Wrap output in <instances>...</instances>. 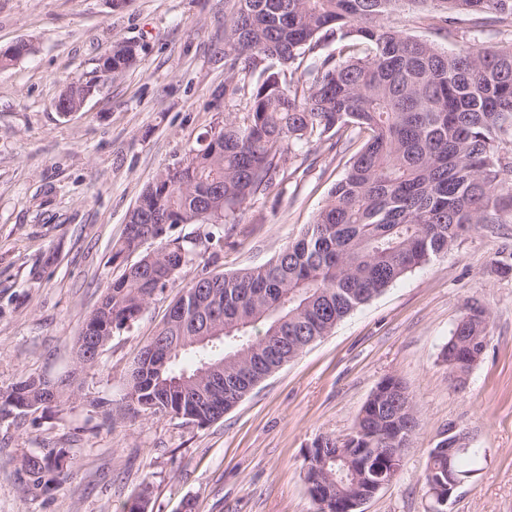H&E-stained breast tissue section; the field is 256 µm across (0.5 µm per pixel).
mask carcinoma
<instances>
[{"instance_id":"obj_1","label":"carcinoma","mask_w":512,"mask_h":512,"mask_svg":"<svg viewBox=\"0 0 512 512\" xmlns=\"http://www.w3.org/2000/svg\"><path fill=\"white\" fill-rule=\"evenodd\" d=\"M431 4L425 16L434 33L460 43L443 51L429 40L391 26L388 17ZM466 22L460 28V22ZM489 27L512 28V0H225L224 88L212 95L246 105L242 118L199 137V148L171 173L149 184L112 248L115 262L152 238L157 248L113 280L76 340L107 342L130 328L148 302L188 263V251L170 231L179 224H234L248 200L284 177L289 155L309 143L345 144L353 132L367 138L313 223L266 265L193 279L183 294L194 308L168 312L134 359L127 392L111 417L181 415L204 425L224 416L271 370L328 334L358 306L407 272L448 252L484 224L512 223V41L487 47ZM334 49L323 54L327 46ZM19 41L0 51L6 67L26 55ZM138 45L116 42L99 60L97 76L71 83L55 99L56 111L77 112L110 77L131 68ZM490 314L479 304L457 322L440 358L452 370L487 345ZM222 326L203 345L191 341ZM198 355L190 369L181 357ZM224 363V380L192 382L205 364ZM74 380L29 376L12 385L66 401ZM397 378L378 383L354 425L358 443L338 438L312 442L305 481L320 485L333 505L374 496L401 465L360 448H406L419 428L412 399ZM479 449L453 460L454 471H476ZM23 467L30 480L61 473L62 454L35 453ZM429 488L448 487V455L429 452L423 473Z\"/></svg>"}]
</instances>
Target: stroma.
<instances>
[{
  "mask_svg": "<svg viewBox=\"0 0 512 512\" xmlns=\"http://www.w3.org/2000/svg\"><path fill=\"white\" fill-rule=\"evenodd\" d=\"M31 51L0 70V389L19 379L76 374V397L0 415V512H123L140 490L148 512H316L303 478L315 437L351 432L378 383L398 377L420 429L401 474L363 512H433L423 472L448 426L470 433L477 471L446 512H512V224H491L401 277L306 347L224 417L205 426L171 416L109 420L133 360L183 288L203 274L262 266L311 224L365 138L343 152L311 140L287 180L251 199L222 246L212 227L182 224L172 237L192 254L175 284L112 336L94 365L77 368L79 330L110 283L154 250L112 261V246L144 188L185 162L198 137L242 116L240 102L210 110L224 84V0H0V50ZM118 41L137 64L102 82L80 111L53 107L64 82L94 75ZM489 311V340L465 388L440 359L467 300ZM64 454V472L28 485L25 456Z\"/></svg>",
  "mask_w": 512,
  "mask_h": 512,
  "instance_id": "stroma-1",
  "label": "stroma"
}]
</instances>
